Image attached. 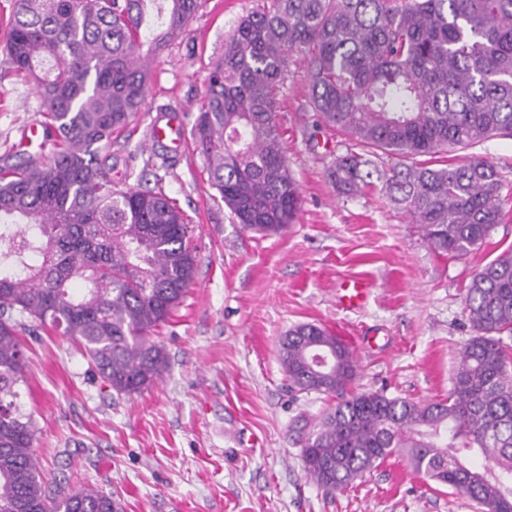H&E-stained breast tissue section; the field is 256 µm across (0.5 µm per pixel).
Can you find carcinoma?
Segmentation results:
<instances>
[{
    "instance_id": "1",
    "label": "carcinoma",
    "mask_w": 512,
    "mask_h": 512,
    "mask_svg": "<svg viewBox=\"0 0 512 512\" xmlns=\"http://www.w3.org/2000/svg\"><path fill=\"white\" fill-rule=\"evenodd\" d=\"M4 49L32 81L51 157L0 169V512H118L91 487L49 490L35 425L21 408L20 340L30 318L68 337L102 383L131 396L168 368L151 333L194 279L190 225L162 190L112 184V135L142 111L149 59L189 33L198 0H16ZM300 57L315 125L399 159L512 137V0H269L242 17L213 65L192 125L212 185L236 223L279 233L300 210L277 119ZM349 151L328 177L342 194L371 185ZM390 197L438 250L464 255L502 223L503 179L472 156L395 167ZM448 397L416 403L352 391L356 361L314 324L280 345L291 387L336 397L302 439L305 474L346 488L388 458L512 512V247L472 278ZM322 356L326 368L315 367ZM482 456L484 462L474 463Z\"/></svg>"
}]
</instances>
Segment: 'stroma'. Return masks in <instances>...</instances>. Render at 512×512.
Listing matches in <instances>:
<instances>
[{"instance_id":"stroma-1","label":"stroma","mask_w":512,"mask_h":512,"mask_svg":"<svg viewBox=\"0 0 512 512\" xmlns=\"http://www.w3.org/2000/svg\"><path fill=\"white\" fill-rule=\"evenodd\" d=\"M263 0H200L187 38L152 59L146 105L112 138V158L152 164L160 188L191 227L196 273L153 339L165 349L163 379L132 396L109 391L71 341L25 334L22 402L37 428L35 454L48 487L91 485L122 512H480L464 494L416 474L397 457L351 486L326 492L308 479L300 440L334 404L294 391L280 362L292 326L322 327L357 361L353 388L414 402L446 398L471 336L465 298L475 275L512 246V139L432 157L433 166L475 153L505 178L504 220L464 256L435 250L419 225L374 180L354 195L327 178L349 143L313 128L300 65L279 92L278 122L301 195L280 233L241 229L225 208L194 143L163 151L149 130L160 109L192 126L208 73L238 20ZM42 119L35 86L0 51V167L18 161L26 129ZM366 281L365 304L345 310L336 290Z\"/></svg>"}]
</instances>
